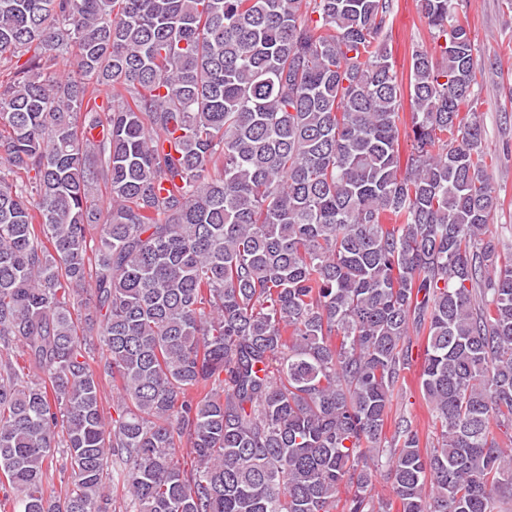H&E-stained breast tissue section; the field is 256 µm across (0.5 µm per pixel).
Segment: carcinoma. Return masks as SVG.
Segmentation results:
<instances>
[{
	"label": "carcinoma",
	"mask_w": 512,
	"mask_h": 512,
	"mask_svg": "<svg viewBox=\"0 0 512 512\" xmlns=\"http://www.w3.org/2000/svg\"><path fill=\"white\" fill-rule=\"evenodd\" d=\"M418 2L403 80L392 0H0V512H504L482 70ZM412 356L413 362L409 370L405 372V383L403 393L393 402L392 412L385 428L388 439L394 433L395 422L404 417L411 422L412 426L418 429L421 446L429 448L431 442L436 444V437L431 425L430 413L427 402L424 400L420 388V366L425 340L422 336H413Z\"/></svg>",
	"instance_id": "1"
}]
</instances>
